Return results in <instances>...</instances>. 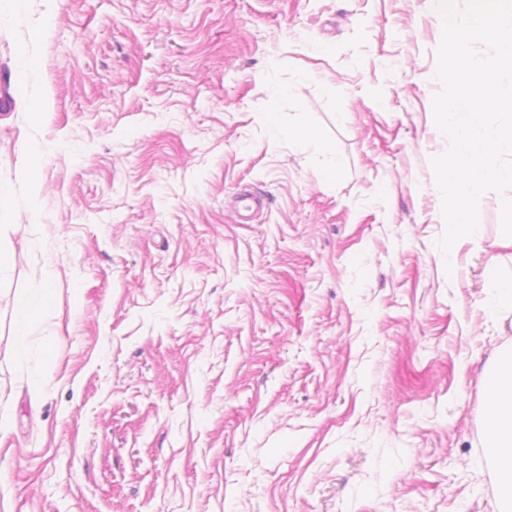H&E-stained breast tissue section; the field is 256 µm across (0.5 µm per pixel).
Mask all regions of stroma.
Returning a JSON list of instances; mask_svg holds the SVG:
<instances>
[{"instance_id":"35a3bbf8","label":"stroma","mask_w":512,"mask_h":512,"mask_svg":"<svg viewBox=\"0 0 512 512\" xmlns=\"http://www.w3.org/2000/svg\"><path fill=\"white\" fill-rule=\"evenodd\" d=\"M441 35L426 0L0 17V512H496L512 246L493 192L437 246ZM266 206V197L260 192L244 191L235 197V209L242 219H251L263 212ZM483 447L497 467L499 512L512 511V351L501 360L488 384Z\"/></svg>"}]
</instances>
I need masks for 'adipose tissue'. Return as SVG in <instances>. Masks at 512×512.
Here are the masks:
<instances>
[{
  "instance_id": "obj_1",
  "label": "adipose tissue",
  "mask_w": 512,
  "mask_h": 512,
  "mask_svg": "<svg viewBox=\"0 0 512 512\" xmlns=\"http://www.w3.org/2000/svg\"><path fill=\"white\" fill-rule=\"evenodd\" d=\"M484 410L483 446L497 467L499 512H512V352L494 370Z\"/></svg>"
}]
</instances>
